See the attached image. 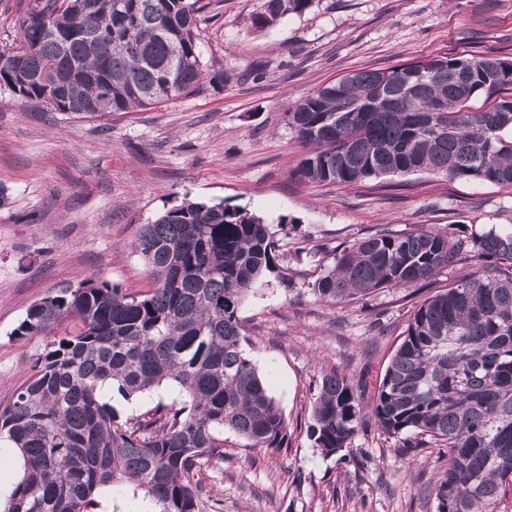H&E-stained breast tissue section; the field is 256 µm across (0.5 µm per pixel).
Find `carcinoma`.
I'll list each match as a JSON object with an SVG mask.
<instances>
[{"mask_svg": "<svg viewBox=\"0 0 512 512\" xmlns=\"http://www.w3.org/2000/svg\"><path fill=\"white\" fill-rule=\"evenodd\" d=\"M200 2L29 0L17 19L24 43L0 50V85L71 114L102 96L126 114L189 95L204 76ZM311 3L265 0L251 25L267 28ZM73 64L79 74L61 97L33 80ZM425 64L424 73L411 64L348 73L289 107L287 125L306 149L294 176L348 187L426 171L512 188V60L457 53ZM479 98L491 105L473 107ZM473 245L488 265L420 305L371 400L332 366L307 427L325 457L371 420L392 438L446 449L426 488L435 512H497L512 490V225ZM463 246L439 229L381 231L337 252L311 293L337 306L427 284ZM132 249L153 288L136 296L88 278L32 304L13 331L53 339L0 406V444L18 449L24 469L3 512H94V492L109 486L160 512H207L200 475L224 462V430L247 448L288 447L282 410L245 354L240 317L267 274L289 282L267 225L237 207L185 200L143 225ZM163 385L180 401L125 419L102 398L105 388L129 401Z\"/></svg>", "mask_w": 512, "mask_h": 512, "instance_id": "obj_1", "label": "carcinoma"}]
</instances>
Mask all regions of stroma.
Listing matches in <instances>:
<instances>
[{
    "mask_svg": "<svg viewBox=\"0 0 512 512\" xmlns=\"http://www.w3.org/2000/svg\"><path fill=\"white\" fill-rule=\"evenodd\" d=\"M200 25L199 89L154 108L103 118L31 109L0 87V404L48 342L13 334L31 304L92 277L135 294L151 282L131 244L141 227L189 199L261 217L279 244L292 292L265 278L240 316L245 352L288 423L289 447L254 450L225 431L223 462L205 472L211 512H433L424 490L440 464L430 444L402 447L377 427L344 454L307 437L328 366L374 392L414 310L482 260L421 288H382L329 307L310 288L351 241L387 230L442 228L471 240L512 224V188L419 172L351 187L301 182L304 156L284 114L356 70L446 52L512 59V0H313L264 30V0H209Z\"/></svg>",
    "mask_w": 512,
    "mask_h": 512,
    "instance_id": "obj_1",
    "label": "stroma"
}]
</instances>
